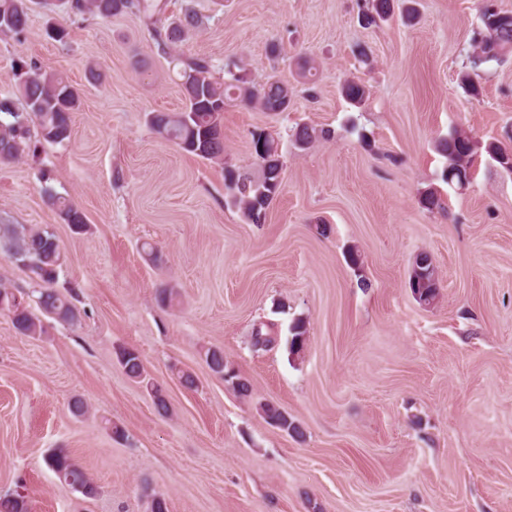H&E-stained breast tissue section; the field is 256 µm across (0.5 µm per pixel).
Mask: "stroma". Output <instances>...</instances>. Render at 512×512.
<instances>
[{"mask_svg": "<svg viewBox=\"0 0 512 512\" xmlns=\"http://www.w3.org/2000/svg\"><path fill=\"white\" fill-rule=\"evenodd\" d=\"M488 3L512 13V0H418L413 23L366 27L359 0H170L166 21L188 7L203 21L185 55L210 60L216 78L235 63L253 85L273 74L293 93L285 112L225 108L216 163L147 123L185 98L137 16L68 17L28 0L27 28L0 31V97L16 96L25 62L68 80L79 108L65 143L0 163V228L55 233L77 319L43 317L32 338L0 313V496L22 493L30 512H149L154 496L168 512H512V175L481 150L459 190L436 150L456 129L481 146L512 140V56L478 69L479 96L459 83ZM58 23L62 42L45 33ZM351 79L367 88L362 107L340 93ZM301 124L331 135L297 150ZM257 129L279 138L284 180L265 223L249 224L224 173L257 172ZM430 188L444 210L419 204ZM56 195L85 231L62 220ZM421 252L440 279L428 306L408 286ZM300 318L308 339L294 356ZM262 321L280 340L257 351ZM122 347L168 413L126 376ZM205 347L223 350L250 397L211 372ZM263 402L302 437L269 425ZM53 448L96 497L59 481L44 461ZM58 204L60 215L66 224H70L72 229L76 232L84 231L86 228V221L84 214L78 206L64 197L54 198ZM260 411L267 423L270 425L286 432L287 434H293L298 437L303 435L300 426L279 405L272 402H266L260 405Z\"/></svg>", "mask_w": 512, "mask_h": 512, "instance_id": "35a3bbf8", "label": "stroma"}]
</instances>
